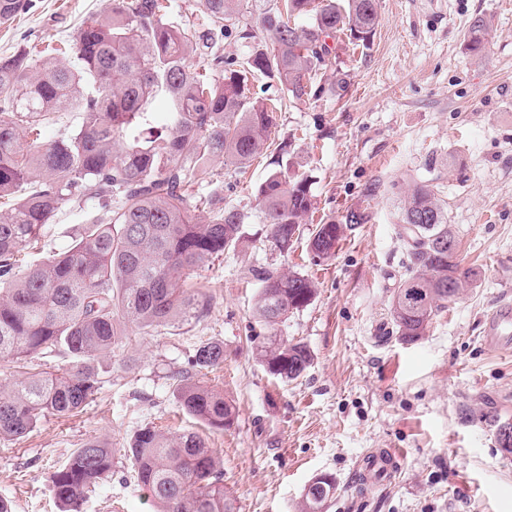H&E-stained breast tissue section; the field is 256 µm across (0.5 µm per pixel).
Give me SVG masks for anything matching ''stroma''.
<instances>
[{
	"label": "stroma",
	"mask_w": 512,
	"mask_h": 512,
	"mask_svg": "<svg viewBox=\"0 0 512 512\" xmlns=\"http://www.w3.org/2000/svg\"><path fill=\"white\" fill-rule=\"evenodd\" d=\"M112 0H32L0 25V56L38 55L71 38ZM367 43L338 45L332 67L347 87L319 101L283 104L270 140L288 146L283 166L308 177L317 217L344 223L335 255L313 262L306 240L288 255L270 247L256 201L268 157L223 172L224 200L247 214L236 250L196 268L191 280L208 313L130 334L96 363L97 398L76 417H49L19 439H0V497L13 512H60L51 476L91 436L114 451L112 475L83 512H155L124 450L152 427L199 433L224 467L238 512H298L305 486L336 479L326 512H512V453L498 448L487 416L512 419V350L481 342L483 321L512 303V0H378ZM486 19V49L467 47ZM436 185L460 240L463 267L480 273L413 344L392 331L390 298L407 276L399 207L408 188ZM85 213L67 206L43 231L42 256L79 234ZM307 275L317 295L278 335L304 342L311 367L283 383L257 361L265 326L252 315L257 267ZM224 345V365L206 374L236 406L235 424L213 430L185 414L175 378L196 346ZM376 448L403 451L396 477L367 494L358 468Z\"/></svg>",
	"instance_id": "35a3bbf8"
}]
</instances>
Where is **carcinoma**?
<instances>
[{
  "label": "carcinoma",
  "instance_id": "obj_1",
  "mask_svg": "<svg viewBox=\"0 0 512 512\" xmlns=\"http://www.w3.org/2000/svg\"><path fill=\"white\" fill-rule=\"evenodd\" d=\"M25 7V0H0V23ZM251 9V0H202L196 22L179 28L169 19V0H112V11L87 17L69 47L34 62L24 50L0 57V360L87 361L1 382V438L81 412L102 385L90 362L110 355L129 330L207 313L209 300L186 287V278L239 246L247 215L224 202L218 179L196 201L189 188L208 174L209 162L222 158L239 168L267 148L275 113L256 91V75L276 80L292 102L317 99L323 86L314 79L336 43L365 42L378 22L377 0H275L254 27L245 22ZM486 28L485 19L475 21L472 51L485 49ZM249 39L245 59L224 53L226 42ZM192 53L208 68L189 65ZM212 67L224 79H213ZM158 101L166 105L161 113L153 109ZM57 112L78 113L80 124L44 143L42 126ZM83 198L99 209L82 232L17 274L19 256L56 212ZM256 199L267 241L290 250L316 210L309 179L275 168ZM192 208L204 212L201 221L190 219ZM400 213L412 273L392 293V325L401 341L415 343L479 273L460 270L458 240L434 186H413ZM367 219L366 211H352L343 224L316 225L312 260L333 257L344 229ZM254 276L253 316L270 331L256 345L258 361L275 379L294 381L312 365V352L275 328L312 303L316 285L290 269L261 267ZM222 364L224 344L203 342L176 385L181 409L214 430L233 425L236 406L199 376ZM128 456L157 512H237L221 461L197 433L145 427L131 437ZM112 465V449L97 437L75 449L52 476L61 512H83ZM335 493L330 476L312 479L299 512H325Z\"/></svg>",
  "mask_w": 512,
  "mask_h": 512
}]
</instances>
